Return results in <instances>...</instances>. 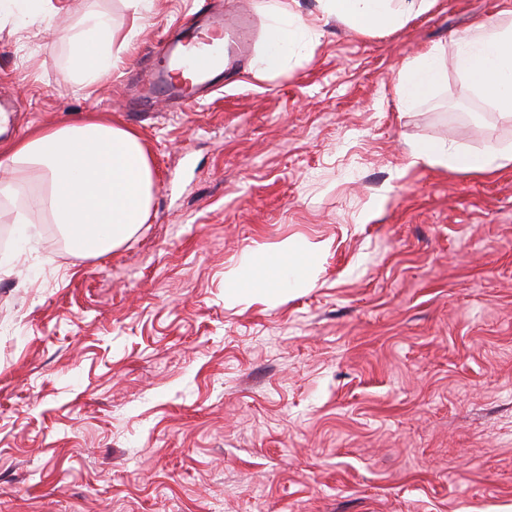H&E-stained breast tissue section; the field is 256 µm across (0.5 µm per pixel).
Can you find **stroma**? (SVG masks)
<instances>
[{
    "mask_svg": "<svg viewBox=\"0 0 512 512\" xmlns=\"http://www.w3.org/2000/svg\"><path fill=\"white\" fill-rule=\"evenodd\" d=\"M129 27L127 0H54ZM274 0H154L100 85L66 43L0 26V140L91 115L152 162L145 224L96 257L20 247L0 199V512H512V166L412 165L411 147L512 143L456 72L413 107L403 62L496 16L437 0L358 34L293 9L312 53L258 73ZM246 14L240 68L200 104L122 107V76L200 8ZM326 243L314 286L224 300L244 252Z\"/></svg>",
    "mask_w": 512,
    "mask_h": 512,
    "instance_id": "35a3bbf8",
    "label": "stroma"
}]
</instances>
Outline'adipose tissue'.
Returning a JSON list of instances; mask_svg holds the SVG:
<instances>
[{
  "instance_id": "1",
  "label": "adipose tissue",
  "mask_w": 512,
  "mask_h": 512,
  "mask_svg": "<svg viewBox=\"0 0 512 512\" xmlns=\"http://www.w3.org/2000/svg\"><path fill=\"white\" fill-rule=\"evenodd\" d=\"M436 0H319L325 17L346 23L358 33L392 32L428 12ZM501 19L477 26L458 41L451 61L429 49L408 58L397 74L396 93L410 107L432 94L455 70L471 90L497 111L512 115V0ZM53 0H0V24L40 22L49 36H61L69 46L66 71L76 85L99 82L116 67L137 36L138 26L116 28L104 13L86 14L76 25L58 30ZM267 45L259 59L261 72L284 67L293 48L311 50L317 32L290 8L272 6L268 12ZM413 163L453 171L491 172L512 165V145L466 151L448 142L424 141L411 151ZM0 166L11 177L0 182V198L16 196L29 182L43 184L28 209L18 210L15 222L26 229L29 208L47 213L59 224L78 253L95 256L130 239L146 220L154 188L150 158L138 135L92 118L77 119L34 132L0 145ZM323 244L276 254L248 252L241 263L252 278L231 284L224 298L257 297L273 289L312 282V269Z\"/></svg>"
}]
</instances>
